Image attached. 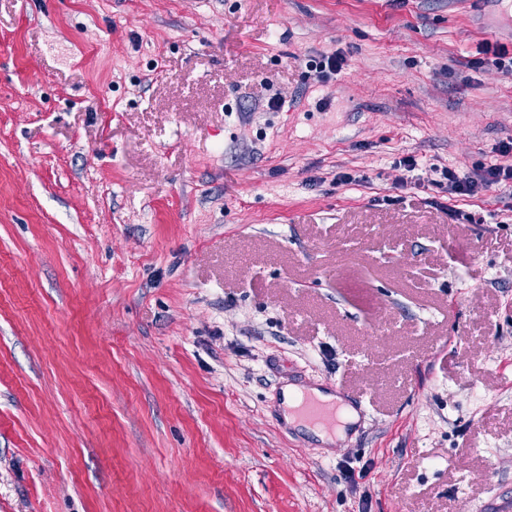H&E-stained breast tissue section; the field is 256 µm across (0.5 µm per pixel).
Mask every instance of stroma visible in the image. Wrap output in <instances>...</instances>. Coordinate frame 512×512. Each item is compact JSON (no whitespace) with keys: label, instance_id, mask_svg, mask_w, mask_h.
Wrapping results in <instances>:
<instances>
[{"label":"stroma","instance_id":"35a3bbf8","mask_svg":"<svg viewBox=\"0 0 512 512\" xmlns=\"http://www.w3.org/2000/svg\"><path fill=\"white\" fill-rule=\"evenodd\" d=\"M484 41L471 0H0V512L512 500V185L432 171L512 137ZM300 370L367 410L333 455L275 423ZM343 58L340 54L332 53L331 55H322L315 66V77L318 82L326 83L342 68ZM435 172L448 183V195L450 197L474 196L479 190L502 182L512 183V163H493L488 168L481 170L475 176H460L455 170L448 167L434 168Z\"/></svg>","mask_w":512,"mask_h":512}]
</instances>
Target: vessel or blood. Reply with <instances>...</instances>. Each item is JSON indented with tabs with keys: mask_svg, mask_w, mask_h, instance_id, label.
I'll return each instance as SVG.
<instances>
[{
	"mask_svg": "<svg viewBox=\"0 0 512 512\" xmlns=\"http://www.w3.org/2000/svg\"><path fill=\"white\" fill-rule=\"evenodd\" d=\"M360 401L352 399L342 384L328 381L313 388L302 381H292L288 390L287 413L297 431L311 436L320 432L338 441L353 427L349 411H361Z\"/></svg>",
	"mask_w": 512,
	"mask_h": 512,
	"instance_id": "1",
	"label": "vessel or blood"
}]
</instances>
